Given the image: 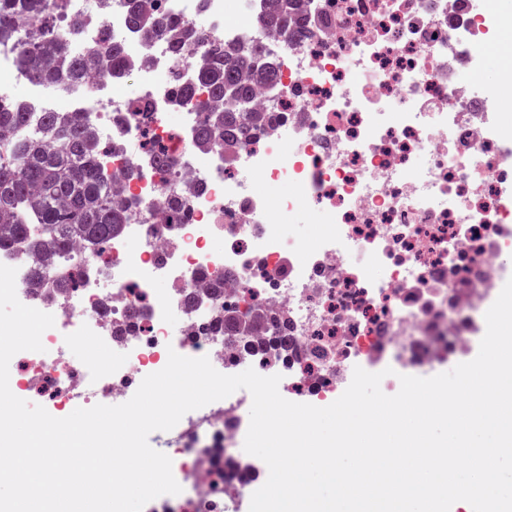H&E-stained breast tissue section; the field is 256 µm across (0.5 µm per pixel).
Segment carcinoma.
<instances>
[{
  "mask_svg": "<svg viewBox=\"0 0 512 512\" xmlns=\"http://www.w3.org/2000/svg\"><path fill=\"white\" fill-rule=\"evenodd\" d=\"M52 2L0 0V40L15 43L32 82L80 83L95 73L111 76L129 67L122 44L110 39L69 55L70 31L54 22ZM158 2L126 0L132 29L146 39L168 33L176 60L185 51L180 22L159 12ZM269 2V24L285 29L297 22L302 0ZM23 17L44 25L45 35L23 34ZM263 59L256 48L203 46L194 81L173 76L175 102L192 103L206 113L198 141L215 147L226 139L250 141L258 125L251 110L256 84L275 78L274 67L262 65ZM141 165L169 168L172 161L154 147L127 168L126 177H135ZM123 224L125 213L112 204L111 178L99 166L80 119L64 122L54 112H43L35 125L22 104L0 103V246L61 252L79 240L98 250Z\"/></svg>",
  "mask_w": 512,
  "mask_h": 512,
  "instance_id": "obj_1",
  "label": "carcinoma"
}]
</instances>
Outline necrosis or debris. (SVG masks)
<instances>
[{"label":"necrosis or debris","instance_id":"1","mask_svg":"<svg viewBox=\"0 0 512 512\" xmlns=\"http://www.w3.org/2000/svg\"><path fill=\"white\" fill-rule=\"evenodd\" d=\"M161 5L188 37L262 48L276 78L258 89L261 123L249 142L199 144L204 116L177 106L169 79L192 78L198 47L173 60L167 37L133 32L125 0H62L65 17L83 22L71 51L108 32L137 88L108 78L23 105L35 119L80 116L95 141L111 142L99 158L113 202L131 212L103 253L54 256L57 271H81L74 288H31L34 257L0 248L20 302L55 319L43 351L14 355L13 386L60 410L123 403L173 350L227 375H280L285 399L315 406L334 402L355 367L392 368L382 381L392 393L395 373L464 354L512 244V112L500 95L512 85V18L497 0H311L307 18L285 30L261 22V0ZM491 56L499 83L484 89ZM150 139L173 168L125 178ZM265 182L290 191L270 202ZM173 187L186 200L175 215L164 208ZM302 219L322 232L284 234ZM224 309L255 329L225 335ZM77 344L80 361L69 356ZM251 403L242 389L173 428L182 457L172 472L193 512H239L267 473L238 446ZM202 435L211 443L200 448Z\"/></svg>","mask_w":512,"mask_h":512}]
</instances>
